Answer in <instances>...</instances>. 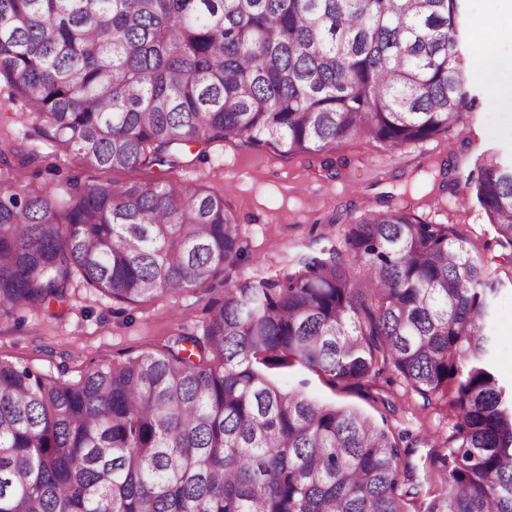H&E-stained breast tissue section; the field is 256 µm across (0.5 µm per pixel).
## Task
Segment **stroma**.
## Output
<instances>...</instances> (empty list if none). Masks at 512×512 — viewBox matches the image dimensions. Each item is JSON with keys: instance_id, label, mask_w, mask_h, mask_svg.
Masks as SVG:
<instances>
[{"instance_id": "35a3bbf8", "label": "stroma", "mask_w": 512, "mask_h": 512, "mask_svg": "<svg viewBox=\"0 0 512 512\" xmlns=\"http://www.w3.org/2000/svg\"><path fill=\"white\" fill-rule=\"evenodd\" d=\"M497 0H462L460 43L473 107L464 109L458 124L397 153L362 138L338 141L317 154H292L286 147L243 139L209 144L204 157L170 172L169 180L187 189L222 190L232 186L227 203L242 227L244 254L230 271V281L276 277L309 242L319 235L342 244L348 221L400 200L417 203L418 213L438 224L462 225L464 233L491 258L505 285L493 300L492 334L496 372L512 388V263L500 257L496 234L466 187L480 158H512V108L489 93L480 79L483 56L477 50L474 25L494 15ZM10 87L0 78V150L36 157L42 180L80 173L94 181L126 183L138 179L133 170L106 173L80 167L74 156L57 151L24 114L21 101L10 99ZM216 292L209 286L136 303L101 294L81 277H74L67 302L49 311H18L0 323V358L49 371L67 365L79 374L93 364H108L129 354L161 348L177 328L202 333L206 309ZM283 382H305L319 401L351 404L374 417H386L394 433L420 438L447 436L454 416L421 412L415 396L401 383L380 380L393 396L394 412L365 401L359 388L332 387L296 367L282 374Z\"/></svg>"}]
</instances>
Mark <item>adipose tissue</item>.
Listing matches in <instances>:
<instances>
[{
  "instance_id": "obj_1",
  "label": "adipose tissue",
  "mask_w": 512,
  "mask_h": 512,
  "mask_svg": "<svg viewBox=\"0 0 512 512\" xmlns=\"http://www.w3.org/2000/svg\"><path fill=\"white\" fill-rule=\"evenodd\" d=\"M476 27L482 33L479 46L490 58L481 78L495 97L512 104V52L504 54L499 50L501 43L512 42V25L480 20Z\"/></svg>"
}]
</instances>
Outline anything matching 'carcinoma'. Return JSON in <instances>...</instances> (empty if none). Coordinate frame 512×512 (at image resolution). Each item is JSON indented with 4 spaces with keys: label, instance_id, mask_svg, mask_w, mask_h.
<instances>
[{
    "label": "carcinoma",
    "instance_id": "obj_1",
    "mask_svg": "<svg viewBox=\"0 0 512 512\" xmlns=\"http://www.w3.org/2000/svg\"><path fill=\"white\" fill-rule=\"evenodd\" d=\"M459 0H0V76L78 174L56 191L0 150V321L69 296H172L239 263L222 191L159 177L246 138L396 151L475 103ZM468 179L512 252V164ZM274 279L224 282L202 335L78 376L0 358V512H512V392L490 358L492 276L457 224L365 213ZM391 373L457 417L416 475L385 424L283 386Z\"/></svg>",
    "mask_w": 512,
    "mask_h": 512
}]
</instances>
